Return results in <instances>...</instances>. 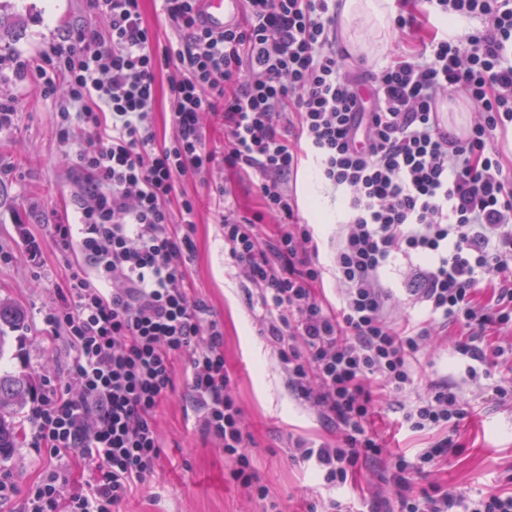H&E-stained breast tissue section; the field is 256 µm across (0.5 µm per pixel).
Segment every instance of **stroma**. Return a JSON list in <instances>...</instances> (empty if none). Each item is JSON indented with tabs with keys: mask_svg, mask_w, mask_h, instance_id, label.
Wrapping results in <instances>:
<instances>
[{
	"mask_svg": "<svg viewBox=\"0 0 512 512\" xmlns=\"http://www.w3.org/2000/svg\"><path fill=\"white\" fill-rule=\"evenodd\" d=\"M0 14L11 22L0 41V97L14 99L16 107L12 128L0 132V299L20 305L27 315L24 329L8 331L0 345V370L26 375L39 395L47 382L61 384L69 375L70 345L64 336H49L43 316L53 307L70 267L81 260L77 249L65 251L56 243L54 226L64 218L77 222L84 175L76 159L80 141L65 145L56 139V99L16 77L14 65L36 58L67 29L95 21L96 15L86 0H0ZM425 36L422 30L394 26L380 35L365 33L368 48L356 60L379 69ZM224 184L232 187L240 215L248 217L259 210L251 176L220 164L206 179L187 176L178 186L179 191L202 200L188 279L213 319L223 326L224 361L246 415L249 450L260 481L282 503L284 512H306L310 503L332 499H360L377 506L379 512H392L397 490L380 483L372 472H363L356 484L326 489L313 470L292 461L290 439H319L327 431L314 413L289 395L279 362L259 334L260 309L249 300L251 286L225 249L224 229L208 202L210 191ZM296 191L301 217L316 226L319 258L329 263L328 240L341 218L339 195L320 181L317 164L310 157L302 162ZM34 243L40 249L36 257L29 252ZM409 267L407 259L395 257L384 281L397 302V316L416 321L424 307L405 292ZM461 335L459 328L449 327L435 346L419 354L430 377L456 382L461 400L474 409L452 435L455 452L423 475L421 482L473 497L512 490V404L499 401L493 390L501 377L512 375V327L492 329L490 341L501 346L504 354L489 373L474 377L468 372V359L455 352ZM415 399L412 392L400 398L382 397L376 416L390 448L411 461L444 436L440 430L401 428V407ZM156 425L162 459L118 512H265L264 501L249 497L228 481L229 463L222 449L201 433L184 386H177L159 410ZM49 466L46 456L24 444L10 459L0 461V475H8L16 487L11 498L0 501V512H24L29 485L47 474Z\"/></svg>",
	"mask_w": 512,
	"mask_h": 512,
	"instance_id": "35a3bbf8",
	"label": "stroma"
}]
</instances>
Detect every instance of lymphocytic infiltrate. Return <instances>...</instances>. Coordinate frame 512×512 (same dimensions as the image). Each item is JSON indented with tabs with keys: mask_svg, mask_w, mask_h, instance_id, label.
I'll return each instance as SVG.
<instances>
[{
	"mask_svg": "<svg viewBox=\"0 0 512 512\" xmlns=\"http://www.w3.org/2000/svg\"><path fill=\"white\" fill-rule=\"evenodd\" d=\"M89 4L106 26L72 28L17 68L58 99L61 141L89 133L77 153L89 178L80 221L54 227L61 248L79 247L84 264L44 316L72 348V382L37 397L24 435L46 456L76 457L88 479L72 493L67 469L50 470L28 487L26 512H115L154 472L156 413L180 383L204 434L231 462V479L281 512L253 467L223 327L185 286L197 205L177 185L219 160L253 175L263 202L242 216L229 190H217L224 243L259 292V333L289 394L339 434L334 442L295 439L293 461L335 487L381 460L398 512H512V494L472 498L419 485L447 459L450 439L410 461L369 424L373 383L394 396L413 388V357L437 329H469L456 351L488 367L481 337L512 322V175L493 145L497 129L512 123V0H425L421 16L397 14V27L441 15L481 25L457 37L432 32L415 52L356 75L338 42L340 0H243L240 20L220 32L205 26L200 0H163L178 37L162 47L144 23L143 0ZM162 71L173 135L159 144L152 128ZM457 89L476 114L462 136L435 112L437 99ZM208 114L224 122L220 156L204 146ZM307 153L346 201L329 268L291 186ZM268 215L276 224L267 233ZM397 254L418 261L413 294L428 311L425 325L394 314L381 273ZM328 271L338 285L334 305L322 296ZM484 281L497 291L495 304L477 299ZM179 357L189 363L180 381ZM467 415L455 386L432 380L402 424L444 429Z\"/></svg>",
	"mask_w": 512,
	"mask_h": 512,
	"instance_id": "1",
	"label": "lymphocytic infiltrate"
}]
</instances>
